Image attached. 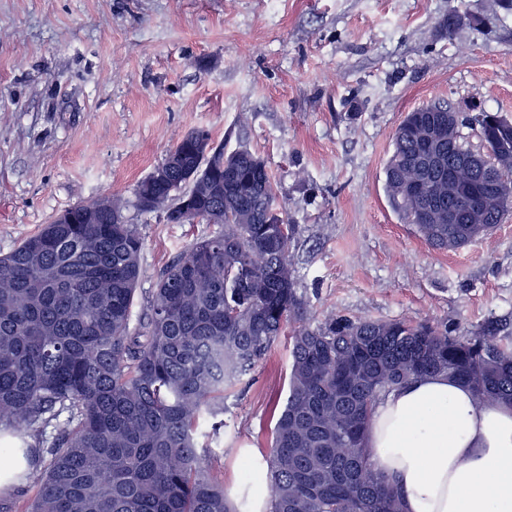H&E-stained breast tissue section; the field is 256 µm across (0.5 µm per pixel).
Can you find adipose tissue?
<instances>
[{
	"instance_id": "ef3b65f1",
	"label": "adipose tissue",
	"mask_w": 512,
	"mask_h": 512,
	"mask_svg": "<svg viewBox=\"0 0 512 512\" xmlns=\"http://www.w3.org/2000/svg\"><path fill=\"white\" fill-rule=\"evenodd\" d=\"M364 446L400 490L404 512H512V407L475 404L447 375L380 399Z\"/></svg>"
}]
</instances>
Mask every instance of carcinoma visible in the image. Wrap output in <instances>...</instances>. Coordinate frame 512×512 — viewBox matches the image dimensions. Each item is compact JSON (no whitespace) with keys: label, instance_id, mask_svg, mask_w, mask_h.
<instances>
[{"label":"carcinoma","instance_id":"carcinoma-1","mask_svg":"<svg viewBox=\"0 0 512 512\" xmlns=\"http://www.w3.org/2000/svg\"><path fill=\"white\" fill-rule=\"evenodd\" d=\"M393 136L385 190L430 246L457 249L512 212V123L484 108L470 124L498 172L494 202L465 215L448 241L440 210L448 184L477 178L457 166L474 153L460 129L422 158L427 111ZM168 181L147 211L171 224H222L168 265L143 323L132 324L142 241L125 202L79 204L0 256V429L25 439L0 446V465L35 488L29 512H237L211 442L224 434V387L253 369L290 330L288 396L273 411L262 477L267 512H402L401 494L363 448L380 395L413 378L447 374L477 400L512 405V347L491 334L453 335L429 320L351 321L313 328L290 259L294 227L276 202L265 161L245 146L209 159L194 131L172 148ZM431 179L438 210L405 197ZM198 197L196 212L183 201ZM35 444H26V438Z\"/></svg>","mask_w":512,"mask_h":512}]
</instances>
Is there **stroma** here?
Listing matches in <instances>:
<instances>
[{"label": "stroma", "instance_id": "1", "mask_svg": "<svg viewBox=\"0 0 512 512\" xmlns=\"http://www.w3.org/2000/svg\"><path fill=\"white\" fill-rule=\"evenodd\" d=\"M434 99L512 120L507 0H0V255L75 204L121 197L143 243L142 317L172 259L221 230L134 204L203 128L266 160L312 325L430 319L512 345V213L438 250L385 193L396 128ZM290 362L283 336L225 390V485L243 475L234 449H267Z\"/></svg>", "mask_w": 512, "mask_h": 512}]
</instances>
